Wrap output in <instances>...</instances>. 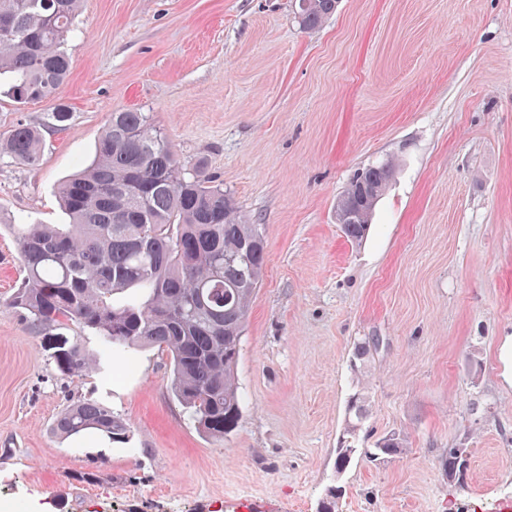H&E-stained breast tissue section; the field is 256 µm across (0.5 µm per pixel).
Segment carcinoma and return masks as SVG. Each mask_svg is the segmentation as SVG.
Instances as JSON below:
<instances>
[{
    "label": "carcinoma",
    "mask_w": 512,
    "mask_h": 512,
    "mask_svg": "<svg viewBox=\"0 0 512 512\" xmlns=\"http://www.w3.org/2000/svg\"><path fill=\"white\" fill-rule=\"evenodd\" d=\"M82 0H0V78L19 104L52 102L70 70L65 44ZM336 0H299L298 15L315 29ZM42 128L20 124L0 139V153L35 166ZM395 167L386 162L356 172L340 204L372 209ZM67 224H17L15 241L25 273L6 305L22 310L35 329L74 331L59 336L53 356L69 378L107 371L137 347H155L170 360L169 387L184 412L208 437L222 441L238 426L242 394L236 378L243 331L267 262L265 236L246 223L224 188L210 184L201 162L178 158L150 114L113 112L90 166L59 188ZM369 225H342L348 240H363ZM92 337L95 349L86 346ZM367 418L363 392L353 394L336 470L361 454L396 456V435L371 448L356 442ZM54 431L76 444L93 434L130 440V427L107 404L78 399L56 418ZM448 449L449 478L465 476V459ZM331 485L321 512H339Z\"/></svg>",
    "instance_id": "obj_1"
}]
</instances>
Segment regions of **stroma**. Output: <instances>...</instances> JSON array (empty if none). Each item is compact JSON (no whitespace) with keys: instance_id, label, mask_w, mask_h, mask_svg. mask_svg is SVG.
<instances>
[{"instance_id":"obj_1","label":"stroma","mask_w":512,"mask_h":512,"mask_svg":"<svg viewBox=\"0 0 512 512\" xmlns=\"http://www.w3.org/2000/svg\"><path fill=\"white\" fill-rule=\"evenodd\" d=\"M65 48L55 104L0 94V136L69 114L37 166L0 154V512H317L334 484L339 512H512V0H339L312 30L295 0H84ZM126 110L264 227L241 420L221 442L185 416L157 349L71 379L52 330L5 305L23 280L14 225L67 223L59 185ZM388 159L351 242L336 201ZM367 336L380 343L354 362ZM360 382L370 440L406 446L340 473ZM83 397L124 418L129 443L55 436ZM452 448L469 452L461 486Z\"/></svg>"}]
</instances>
